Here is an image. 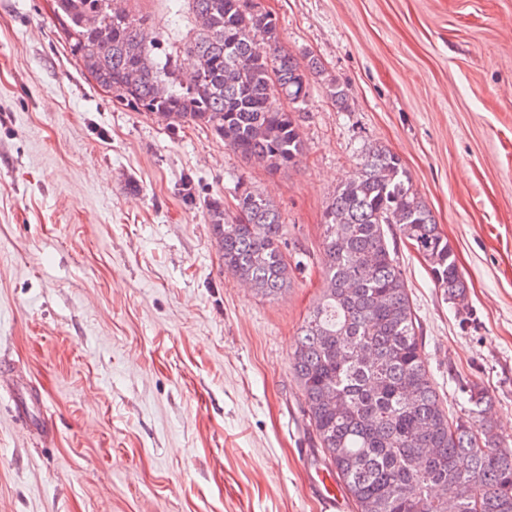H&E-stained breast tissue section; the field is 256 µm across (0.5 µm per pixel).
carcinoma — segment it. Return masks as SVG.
Returning <instances> with one entry per match:
<instances>
[{"mask_svg":"<svg viewBox=\"0 0 512 512\" xmlns=\"http://www.w3.org/2000/svg\"><path fill=\"white\" fill-rule=\"evenodd\" d=\"M186 2L193 27L182 47L150 38V16L111 0H54L72 57L112 103L168 128L200 127L270 173L304 153L298 112L315 59L280 45L268 12L244 0ZM193 60L183 69L179 54ZM235 213L206 203L224 271L276 299L302 261L283 250L276 205L238 186ZM424 260L435 287L469 314L467 286L448 238L385 147L364 154L323 215L325 288L304 319L292 355L303 413L353 512H512V449L484 417L490 397L468 386V413L449 414L430 376L422 331L397 240Z\"/></svg>","mask_w":512,"mask_h":512,"instance_id":"1","label":"carcinoma"}]
</instances>
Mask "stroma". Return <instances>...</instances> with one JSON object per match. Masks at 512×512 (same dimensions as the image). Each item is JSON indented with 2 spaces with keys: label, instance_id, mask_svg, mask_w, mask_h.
Wrapping results in <instances>:
<instances>
[{
  "label": "stroma",
  "instance_id": "1",
  "mask_svg": "<svg viewBox=\"0 0 512 512\" xmlns=\"http://www.w3.org/2000/svg\"><path fill=\"white\" fill-rule=\"evenodd\" d=\"M253 3L324 69L285 173L113 105L53 0H0V356L49 424L29 430L0 393V512H320L291 354L324 286L323 213L373 145L400 156L466 280L464 324L398 249L437 390L461 414L481 383L512 448V0ZM129 6L171 43L190 33L171 0ZM240 182L305 264L276 299L225 273L211 238L205 201L233 209Z\"/></svg>",
  "mask_w": 512,
  "mask_h": 512
}]
</instances>
